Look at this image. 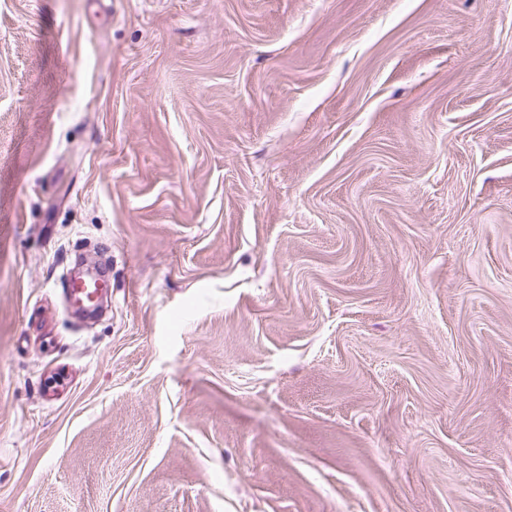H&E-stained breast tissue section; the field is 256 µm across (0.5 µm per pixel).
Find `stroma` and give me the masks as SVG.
<instances>
[{"label":"stroma","mask_w":512,"mask_h":512,"mask_svg":"<svg viewBox=\"0 0 512 512\" xmlns=\"http://www.w3.org/2000/svg\"><path fill=\"white\" fill-rule=\"evenodd\" d=\"M0 512H512V0H0Z\"/></svg>","instance_id":"35a3bbf8"}]
</instances>
